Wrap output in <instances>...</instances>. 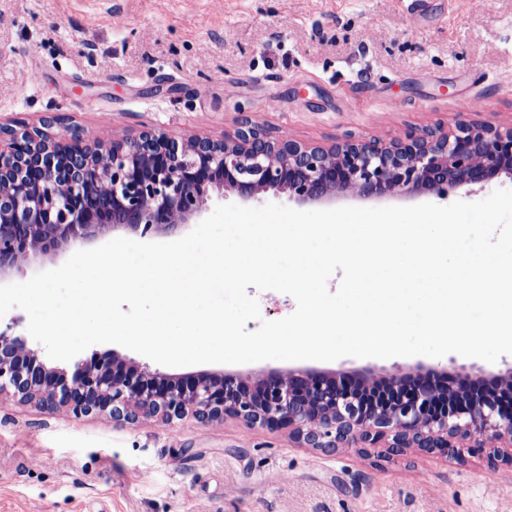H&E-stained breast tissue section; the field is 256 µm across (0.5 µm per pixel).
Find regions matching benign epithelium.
Returning a JSON list of instances; mask_svg holds the SVG:
<instances>
[{
  "label": "benign epithelium",
  "instance_id": "obj_1",
  "mask_svg": "<svg viewBox=\"0 0 512 512\" xmlns=\"http://www.w3.org/2000/svg\"><path fill=\"white\" fill-rule=\"evenodd\" d=\"M0 143V275L116 229L146 236L199 219L210 193L245 201L273 190L297 203L331 195H440L450 186L512 177V127L460 122L383 144L346 138L328 147L274 137L245 124L233 137L178 139L150 129L105 143L60 117L20 125ZM75 416H226L286 429L309 448L360 441L461 455V442L512 445V384L463 393L395 374L368 381L345 373H271L247 382L199 372L164 374L112 351L70 368L51 366L24 338L0 332V398Z\"/></svg>",
  "mask_w": 512,
  "mask_h": 512
}]
</instances>
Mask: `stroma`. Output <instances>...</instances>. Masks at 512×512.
I'll return each mask as SVG.
<instances>
[{
    "label": "stroma",
    "instance_id": "stroma-1",
    "mask_svg": "<svg viewBox=\"0 0 512 512\" xmlns=\"http://www.w3.org/2000/svg\"><path fill=\"white\" fill-rule=\"evenodd\" d=\"M59 116L101 139L231 136L242 123L330 145L439 123L512 126V0H0V126ZM339 196L319 209L476 202ZM251 377L512 375L449 354L224 364ZM0 512H512V465L487 453L304 448L287 430L50 413L0 399Z\"/></svg>",
    "mask_w": 512,
    "mask_h": 512
}]
</instances>
